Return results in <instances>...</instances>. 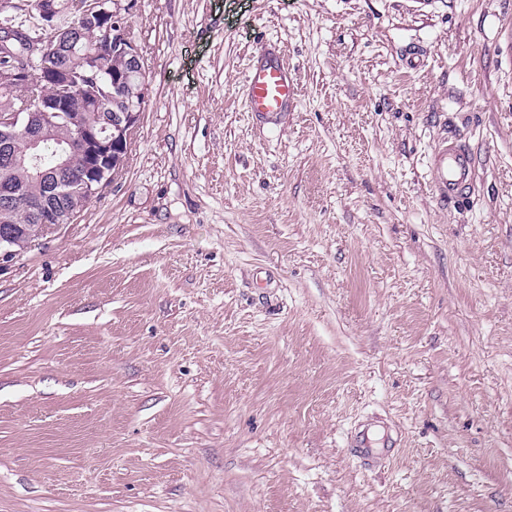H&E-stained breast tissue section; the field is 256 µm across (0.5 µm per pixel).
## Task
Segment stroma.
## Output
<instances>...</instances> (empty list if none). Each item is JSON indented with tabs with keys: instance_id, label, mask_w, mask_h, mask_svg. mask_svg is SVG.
<instances>
[{
	"instance_id": "1",
	"label": "stroma",
	"mask_w": 512,
	"mask_h": 512,
	"mask_svg": "<svg viewBox=\"0 0 512 512\" xmlns=\"http://www.w3.org/2000/svg\"><path fill=\"white\" fill-rule=\"evenodd\" d=\"M127 21L123 168L0 258V512H512V0ZM271 53L280 119L244 98ZM245 101L249 112L279 116L290 112L297 100V84L277 58L251 65L246 74ZM472 163L469 150L456 138L439 143L431 164V186L438 200L448 204L462 197L471 180Z\"/></svg>"
}]
</instances>
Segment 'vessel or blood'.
<instances>
[{
    "label": "vessel or blood",
    "instance_id": "1",
    "mask_svg": "<svg viewBox=\"0 0 512 512\" xmlns=\"http://www.w3.org/2000/svg\"><path fill=\"white\" fill-rule=\"evenodd\" d=\"M245 101L249 111L279 116L293 109L297 84L277 58L251 65L246 74ZM472 157L457 139L448 138L436 147L431 164V186L441 202L455 201L471 180Z\"/></svg>",
    "mask_w": 512,
    "mask_h": 512
}]
</instances>
